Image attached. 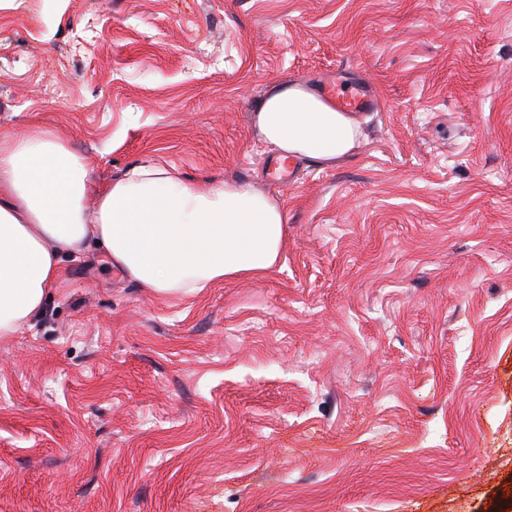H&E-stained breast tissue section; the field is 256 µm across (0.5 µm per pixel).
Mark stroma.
<instances>
[{
	"mask_svg": "<svg viewBox=\"0 0 512 512\" xmlns=\"http://www.w3.org/2000/svg\"><path fill=\"white\" fill-rule=\"evenodd\" d=\"M367 81L356 150L280 177L267 87ZM103 187L281 197L277 267L147 293L102 249L0 340V512H512V0H16L0 133Z\"/></svg>",
	"mask_w": 512,
	"mask_h": 512,
	"instance_id": "1",
	"label": "stroma"
}]
</instances>
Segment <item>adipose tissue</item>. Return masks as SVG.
I'll return each mask as SVG.
<instances>
[{
  "label": "adipose tissue",
  "mask_w": 512,
  "mask_h": 512,
  "mask_svg": "<svg viewBox=\"0 0 512 512\" xmlns=\"http://www.w3.org/2000/svg\"><path fill=\"white\" fill-rule=\"evenodd\" d=\"M279 161L351 154L359 125L306 86L268 87L252 114ZM93 165L52 130L0 134V338L42 313L64 274L100 243L113 267L158 295H191L276 265L284 244L280 197L250 183L190 184L170 167L130 166L103 189Z\"/></svg>",
  "instance_id": "obj_1"
}]
</instances>
